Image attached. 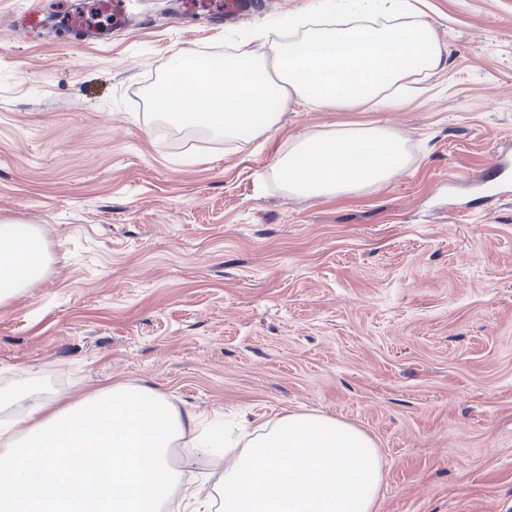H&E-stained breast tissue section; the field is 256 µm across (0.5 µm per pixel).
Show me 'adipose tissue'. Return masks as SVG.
<instances>
[{"mask_svg": "<svg viewBox=\"0 0 512 512\" xmlns=\"http://www.w3.org/2000/svg\"><path fill=\"white\" fill-rule=\"evenodd\" d=\"M352 2L336 25L229 57L203 83L176 60L151 93L153 109L235 141L277 130L289 105L381 104L390 88L445 68L447 52L431 24L413 20L412 0ZM408 160L392 130L357 125L296 138L273 171L289 192L321 197L381 187ZM45 266L37 228L0 224V303ZM21 421L19 431L0 426V512H162L175 500L186 512H376L383 482L367 433L293 411L227 447L232 463L213 484L185 485L169 454L196 415L145 384L117 383L70 404L39 396Z\"/></svg>", "mask_w": 512, "mask_h": 512, "instance_id": "adipose-tissue-1", "label": "adipose tissue"}]
</instances>
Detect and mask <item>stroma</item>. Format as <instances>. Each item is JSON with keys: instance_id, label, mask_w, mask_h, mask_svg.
I'll use <instances>...</instances> for the list:
<instances>
[{"instance_id": "obj_1", "label": "stroma", "mask_w": 512, "mask_h": 512, "mask_svg": "<svg viewBox=\"0 0 512 512\" xmlns=\"http://www.w3.org/2000/svg\"><path fill=\"white\" fill-rule=\"evenodd\" d=\"M315 2L217 30L130 0L151 28L92 45L0 0V221L37 226L51 257L0 304V389L151 385L218 436L328 415L376 443V512H512V197L464 179L494 178L512 138V0H413L448 65L385 111L293 105L228 144L163 133L150 105L176 55L263 51ZM337 124L391 128L407 168L289 194L276 157ZM195 434L173 452L187 481L224 470Z\"/></svg>"}]
</instances>
